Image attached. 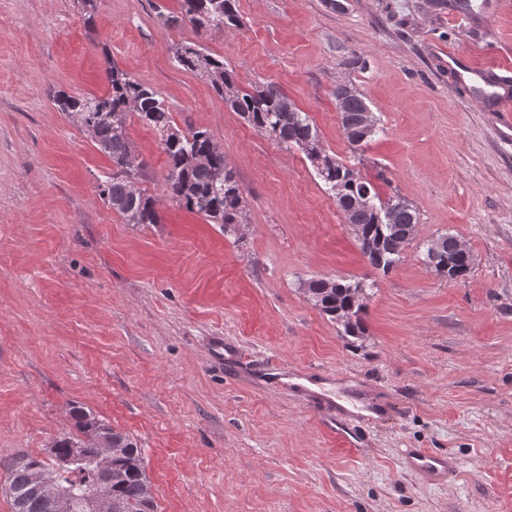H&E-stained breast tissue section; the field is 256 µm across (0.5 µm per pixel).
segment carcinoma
<instances>
[{
  "instance_id": "cac0c4a2",
  "label": "carcinoma",
  "mask_w": 512,
  "mask_h": 512,
  "mask_svg": "<svg viewBox=\"0 0 512 512\" xmlns=\"http://www.w3.org/2000/svg\"><path fill=\"white\" fill-rule=\"evenodd\" d=\"M171 25L189 23L198 31L239 27L236 0H181L176 15L164 17ZM174 60L187 71L196 72L210 82L224 105L260 133L277 144L300 149L324 183L325 191L351 224L359 249L369 264L384 273L400 262L415 240L420 223L417 208L406 198L392 195L393 204H385L374 185L361 176H353L352 167L322 145L317 127L309 115L292 108L283 118L281 108L288 97L273 83L244 89L235 71L224 60L208 53L199 44L175 48ZM108 90L97 96H73L58 91L53 104L66 117L77 116L93 132L96 148L112 165L103 181L100 196L127 224H157L155 204L158 198L141 190L130 193L128 175L123 169L126 157L135 151L127 129L114 125L116 112L136 115L145 126L160 132L167 174L161 196L170 198L187 211L202 215L219 225L226 236H237L247 223L246 201L234 169L224 154L213 148V137L206 129L182 130L159 94L131 74L109 65L105 70ZM366 98L347 92L340 113L343 137L351 152L371 141L380 129L366 133L361 124ZM425 261L441 277L458 280L473 269V255L459 249L456 236L445 233L426 243ZM315 308L342 327V335L365 334L362 314L369 290L375 283L363 280L312 278L300 283ZM75 432L65 433L47 449V458L20 454L3 464L8 473L4 492L13 512H51L48 501L32 490L36 474L51 471L58 462L78 449V460L71 465L64 482L68 489L69 512H90L97 495V459L99 449L89 439L96 427L110 430L112 436V512H157V502L144 465L142 450L127 434L82 406L70 408Z\"/></svg>"
}]
</instances>
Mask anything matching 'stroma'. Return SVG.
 <instances>
[{
	"instance_id": "35a3bbf8",
	"label": "stroma",
	"mask_w": 512,
	"mask_h": 512,
	"mask_svg": "<svg viewBox=\"0 0 512 512\" xmlns=\"http://www.w3.org/2000/svg\"><path fill=\"white\" fill-rule=\"evenodd\" d=\"M238 0L240 27H170L180 0H0V512L3 461L45 456L71 405L132 436L159 512H512V141L491 102L448 78L450 55L512 66V8L471 0ZM192 42L242 87L275 83L327 151L418 209L416 239L375 270L305 154L227 109L179 68ZM114 63L158 91L178 126L219 143L247 204L239 238L176 202L127 224L99 197L111 164L52 93L103 95ZM352 82L383 128L358 152L334 91ZM159 196L160 137L127 126ZM474 257L440 278L425 243ZM376 286L366 333L341 335L309 278ZM224 358L215 360L216 337ZM365 399L341 437L328 401ZM456 457L445 484L406 465ZM456 236L445 233L428 240L425 261L440 276L448 280L465 279L473 269V255L462 252Z\"/></svg>"
}]
</instances>
